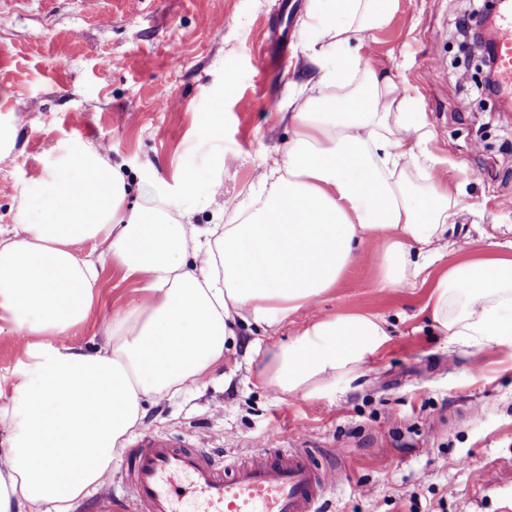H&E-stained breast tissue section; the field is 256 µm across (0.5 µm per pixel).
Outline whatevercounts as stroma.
Masks as SVG:
<instances>
[{"mask_svg":"<svg viewBox=\"0 0 512 512\" xmlns=\"http://www.w3.org/2000/svg\"><path fill=\"white\" fill-rule=\"evenodd\" d=\"M283 0H0V227L22 194H36L52 147L90 143L120 165L128 207L193 180L194 223L231 224L257 170L280 161L292 136L289 97L309 95L317 72L305 25L311 0L285 16ZM468 0H400L389 23L365 32L374 67L394 77L422 113L427 151L461 185L448 236L451 263L479 256L487 238L512 240V118L477 108L476 88L449 60ZM289 35L285 61L270 41ZM217 132L219 142L209 139ZM366 255L335 288L275 331L238 324L224 363L177 394L145 398L138 433L152 431L222 454L225 462L281 447L336 449L344 479L324 512H512V348L447 342L421 308L427 289L380 290ZM139 283L118 264L99 272L89 318L69 331L97 348ZM367 312L391 340L354 375L316 397L282 399L259 385L249 342L287 341L300 322ZM27 356L0 327V393L11 394Z\"/></svg>","mask_w":512,"mask_h":512,"instance_id":"1","label":"stroma"}]
</instances>
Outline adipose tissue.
Returning a JSON list of instances; mask_svg holds the SVG:
<instances>
[{"mask_svg": "<svg viewBox=\"0 0 512 512\" xmlns=\"http://www.w3.org/2000/svg\"><path fill=\"white\" fill-rule=\"evenodd\" d=\"M399 0H312L308 58L319 101L289 100L293 136L240 223L190 220L194 182L127 209V183L91 145L63 144L41 191L0 229V311L47 344L27 347L23 379L0 402V512H70L103 481L144 416L143 401L180 391L224 362L236 322L273 327L335 287L362 249L377 285L428 283L422 308L449 341L512 347V240L439 274L458 214L426 123L397 82L363 53ZM423 172L422 185L407 177ZM105 241L99 260L83 255ZM115 260L142 295L89 350L66 342L92 309L98 264ZM390 340L384 320L338 313L264 349L256 378L281 397L317 396L327 377L358 372Z\"/></svg>", "mask_w": 512, "mask_h": 512, "instance_id": "ef3b65f1", "label": "adipose tissue"}]
</instances>
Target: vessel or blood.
Listing matches in <instances>:
<instances>
[{"mask_svg": "<svg viewBox=\"0 0 512 512\" xmlns=\"http://www.w3.org/2000/svg\"><path fill=\"white\" fill-rule=\"evenodd\" d=\"M495 53L499 91L512 98V8L497 17ZM341 477L338 466H316L305 448L228 465L149 432L130 450L121 484L99 495L120 498L125 512H320Z\"/></svg>", "mask_w": 512, "mask_h": 512, "instance_id": "vessel-or-blood-1", "label": "vessel or blood"}]
</instances>
